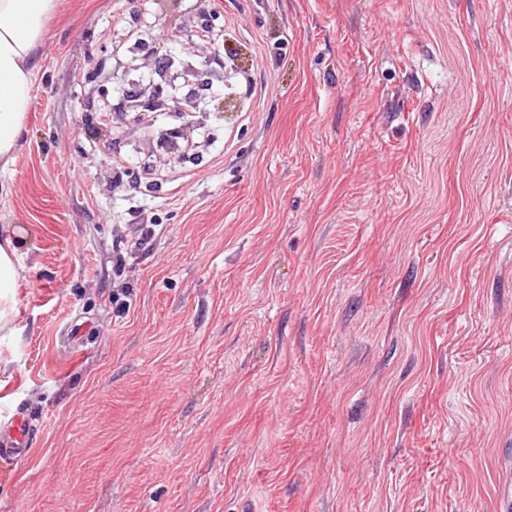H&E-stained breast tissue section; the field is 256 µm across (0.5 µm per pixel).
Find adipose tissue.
Here are the masks:
<instances>
[{"label": "adipose tissue", "mask_w": 512, "mask_h": 512, "mask_svg": "<svg viewBox=\"0 0 512 512\" xmlns=\"http://www.w3.org/2000/svg\"><path fill=\"white\" fill-rule=\"evenodd\" d=\"M59 0H0V170L18 148L29 106L35 51ZM17 241L0 238V331L17 314Z\"/></svg>", "instance_id": "1"}]
</instances>
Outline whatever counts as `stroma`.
Instances as JSON below:
<instances>
[{"label": "stroma", "instance_id": "1", "mask_svg": "<svg viewBox=\"0 0 512 512\" xmlns=\"http://www.w3.org/2000/svg\"><path fill=\"white\" fill-rule=\"evenodd\" d=\"M156 26L239 65L175 155L96 92L154 77L112 47ZM35 62L0 172V426L35 429L0 512H498L512 0H60ZM16 238L12 233L0 238V331L7 328L17 314L16 288L19 273L16 267Z\"/></svg>", "mask_w": 512, "mask_h": 512}]
</instances>
